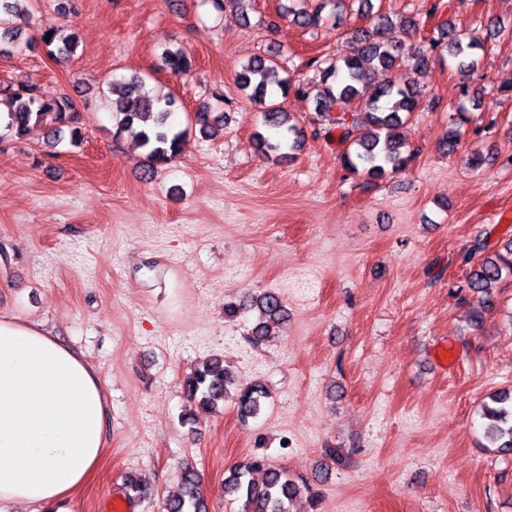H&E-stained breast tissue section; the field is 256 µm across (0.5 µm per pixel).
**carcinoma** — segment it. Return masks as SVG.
Segmentation results:
<instances>
[{"label": "carcinoma", "instance_id": "carcinoma-1", "mask_svg": "<svg viewBox=\"0 0 512 512\" xmlns=\"http://www.w3.org/2000/svg\"><path fill=\"white\" fill-rule=\"evenodd\" d=\"M19 2L21 0H0L1 52L20 38ZM345 6V0H317L311 7L290 11L291 22L300 28L315 27L324 20L336 18L338 10ZM390 25V17L380 12L373 29L360 30L351 37L348 52L331 60H312L319 67L322 83L316 100L317 111L342 110L364 101V130L344 123L341 117L336 119V128L340 129L339 141L346 145L344 166L370 179L402 171L413 158L406 150L402 129L415 112L421 93L413 75L428 66L431 51L445 47L455 69L473 75L480 68L478 51L484 49L477 38L453 28L441 30L440 37L432 39L430 46L407 55L403 53L402 44L386 38L385 30ZM39 42L57 59L74 56L78 48L76 35L65 28L43 31ZM280 60V50L273 46L244 65L237 77L242 91L251 97L269 100L264 111L265 125L287 133L286 138L276 142L261 133L255 135L256 149L279 161L293 157L305 140V132L298 121L276 102V98L286 97L292 89L298 93L303 91L300 86L292 87V81L284 76ZM160 61L164 69L176 75L190 73L195 65L193 58L180 48L163 50ZM379 71L391 77L371 96L364 97L366 77ZM130 82L137 87L134 97L122 81L110 84L104 94L115 120L114 135L128 136L145 149L147 168L165 166L180 155L189 129H179L171 121L176 105L173 97L147 90L143 77L133 76ZM2 104L8 108L4 116L6 128L17 139L26 137L35 128L42 129L52 145L66 131L70 133L71 142L78 143L82 139L81 112L66 94L46 98L26 78L0 88ZM191 125L199 128L204 137H214L224 129V113L203 105L194 112ZM508 276H512V239L504 245V252L484 258L473 266L465 287L477 303L484 305L489 302L490 290ZM252 311L257 312V316L247 336L256 346L273 341L274 329L288 318L280 297L272 292L248 293L237 302L224 304V318L230 321ZM184 390L199 412L212 414L218 411L220 404L230 401L244 421L259 415L269 397L265 383L259 380L239 383L219 357L191 368ZM489 399L490 403L483 406L486 438L499 452L509 454L512 452V393L495 391ZM257 472L262 473L259 481L254 479ZM124 486L131 498L140 502L151 499V484L142 476H126ZM224 495L243 501L242 512H289L293 501L302 496L313 506L319 501V491L308 478L294 475L270 463L266 457L256 455L247 456L228 469ZM208 509L202 477L192 466L183 469L179 490L160 504V512H208Z\"/></svg>", "mask_w": 512, "mask_h": 512}]
</instances>
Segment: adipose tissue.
Wrapping results in <instances>:
<instances>
[{
    "instance_id": "1",
    "label": "adipose tissue",
    "mask_w": 512,
    "mask_h": 512,
    "mask_svg": "<svg viewBox=\"0 0 512 512\" xmlns=\"http://www.w3.org/2000/svg\"><path fill=\"white\" fill-rule=\"evenodd\" d=\"M107 401L84 354L0 317V512H57L98 462Z\"/></svg>"
}]
</instances>
